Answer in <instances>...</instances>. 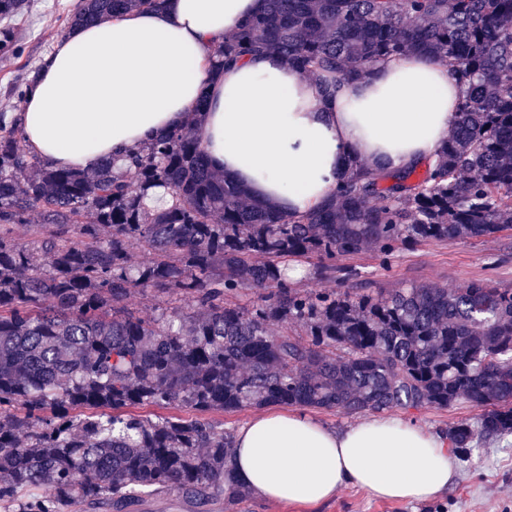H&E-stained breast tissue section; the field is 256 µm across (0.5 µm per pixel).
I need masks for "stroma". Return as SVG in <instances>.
Returning <instances> with one entry per match:
<instances>
[{"mask_svg":"<svg viewBox=\"0 0 512 512\" xmlns=\"http://www.w3.org/2000/svg\"><path fill=\"white\" fill-rule=\"evenodd\" d=\"M77 0H32L20 26L24 31L21 56L0 61V103L7 111L21 105L11 93L14 79L24 69L40 67L57 43L62 20ZM288 282L302 291L344 292L351 288L391 290L417 282L462 288L481 279L512 287V230L491 237L397 246L388 263L374 252L340 258L332 271H322L317 259L289 262ZM479 408L460 401L445 408L408 411L420 426L447 433L459 422L476 424ZM455 476L447 492L429 503L378 500L347 486L335 498L308 506L265 501L253 494L211 503L207 512H512V436L481 440L470 457L454 456Z\"/></svg>","mask_w":512,"mask_h":512,"instance_id":"35a3bbf8","label":"stroma"}]
</instances>
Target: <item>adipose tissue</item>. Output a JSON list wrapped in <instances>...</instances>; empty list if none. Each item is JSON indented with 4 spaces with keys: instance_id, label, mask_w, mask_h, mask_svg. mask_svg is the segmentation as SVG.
<instances>
[{
    "instance_id": "1",
    "label": "adipose tissue",
    "mask_w": 512,
    "mask_h": 512,
    "mask_svg": "<svg viewBox=\"0 0 512 512\" xmlns=\"http://www.w3.org/2000/svg\"><path fill=\"white\" fill-rule=\"evenodd\" d=\"M263 0H165L161 8L78 26L49 55L16 121L57 167L127 164L159 133L199 127L208 161L285 215L327 199L355 156L419 166L454 121L461 87L421 54L378 62L334 92L276 53L220 69L226 33ZM205 112L195 113L200 95ZM445 437L403 417L332 429L302 412L265 411L234 436V484L276 502L318 505L348 484L375 498L427 502L454 478Z\"/></svg>"
}]
</instances>
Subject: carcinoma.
<instances>
[{"label":"carcinoma","instance_id":"obj_1","mask_svg":"<svg viewBox=\"0 0 512 512\" xmlns=\"http://www.w3.org/2000/svg\"><path fill=\"white\" fill-rule=\"evenodd\" d=\"M162 0H77L58 35ZM0 0V56H19ZM275 52L312 78L352 79L408 52L447 64L462 93L454 122L421 168L361 161L323 204L293 218L213 168L196 128L161 134L125 173L52 167L0 123V506L61 512L74 500L132 512L144 494L200 504L229 487L231 432L212 411L288 405L347 414L464 400V451L512 435V288L477 280L370 292L300 291L284 267L323 268L400 243L489 237L512 228V0H267L224 36L220 57ZM175 204L150 209L149 189ZM379 204L374 205L372 201ZM40 215L31 245L16 224ZM149 260L128 266L133 244ZM136 288L180 295L188 311L128 313ZM249 292L250 304L235 298ZM300 323L302 339L271 326ZM144 406L200 417L154 421Z\"/></svg>","mask_w":512,"mask_h":512}]
</instances>
